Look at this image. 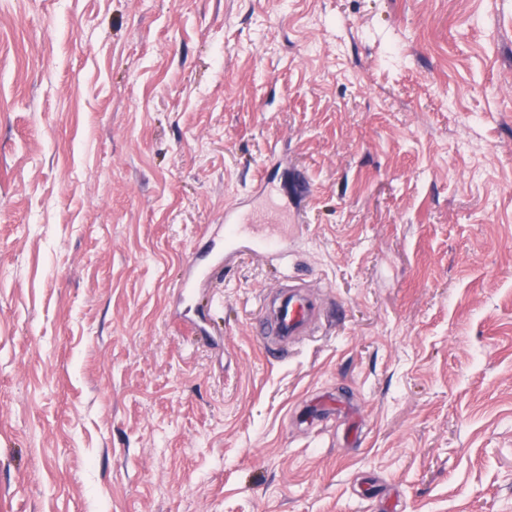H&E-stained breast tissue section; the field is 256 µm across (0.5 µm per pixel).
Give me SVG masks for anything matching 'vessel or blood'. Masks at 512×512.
Masks as SVG:
<instances>
[{"label":"vessel or blood","mask_w":512,"mask_h":512,"mask_svg":"<svg viewBox=\"0 0 512 512\" xmlns=\"http://www.w3.org/2000/svg\"><path fill=\"white\" fill-rule=\"evenodd\" d=\"M266 186V174H259L254 200L243 199L225 207L220 237H209L200 250L185 260L179 281L183 291L197 292L213 280L224 261L244 249L258 248L281 260L287 257V239L254 236L248 232L249 225L266 220L255 203ZM323 317L324 309L317 293L309 286L291 282L277 288L274 294L261 296L260 311L251 323V331L266 354L274 357L282 345L297 344L315 335Z\"/></svg>","instance_id":"obj_1"}]
</instances>
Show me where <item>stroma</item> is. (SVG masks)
Returning a JSON list of instances; mask_svg holds the SVG:
<instances>
[{"label": "stroma", "mask_w": 512, "mask_h": 512, "mask_svg": "<svg viewBox=\"0 0 512 512\" xmlns=\"http://www.w3.org/2000/svg\"><path fill=\"white\" fill-rule=\"evenodd\" d=\"M0 512H512V0H0ZM280 165L281 160L272 156L268 166L265 163L264 170L257 176L256 189L247 198L224 208V224L219 227L221 235L218 237L217 232V239L210 236L202 248L191 253L183 264L179 281V288L183 292L190 291L195 295L198 288L213 280L224 261L230 260L242 249L257 251L258 246L262 252L280 260L288 257V239L254 236L248 232V224L288 223V207H281L274 217L269 218L261 213L255 201L250 203L254 196H257V200L264 194L269 172ZM229 235L233 237V248L224 246V240ZM323 317L317 293L304 284L288 282L274 294L260 297V311L250 326L266 354L276 357L282 345L298 344L315 336Z\"/></svg>", "instance_id": "obj_1"}]
</instances>
